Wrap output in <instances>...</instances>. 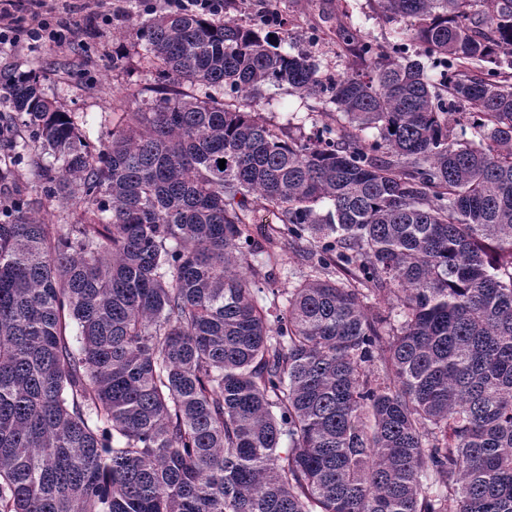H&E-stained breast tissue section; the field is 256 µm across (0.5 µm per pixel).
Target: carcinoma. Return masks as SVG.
I'll return each mask as SVG.
<instances>
[{
  "instance_id": "1",
  "label": "carcinoma",
  "mask_w": 512,
  "mask_h": 512,
  "mask_svg": "<svg viewBox=\"0 0 512 512\" xmlns=\"http://www.w3.org/2000/svg\"><path fill=\"white\" fill-rule=\"evenodd\" d=\"M375 2L413 49L344 31L368 71L333 79L144 4L164 84L98 151L44 74L0 75V512H512V0ZM269 87L325 137L269 124ZM258 201L310 244L281 308ZM322 103L314 98L305 97L287 89L271 88L265 92L264 112L276 127H290L295 133L298 127L306 137L315 138L322 129L324 117ZM298 132V131H297ZM82 213L83 208L73 207L65 211L47 201H44L41 210V214L45 216L52 224L75 223L81 218ZM268 218H271V222ZM248 222L251 238L260 243H264L265 235L271 224L281 225L277 219V212L265 209L260 205H254V211L250 214Z\"/></svg>"
}]
</instances>
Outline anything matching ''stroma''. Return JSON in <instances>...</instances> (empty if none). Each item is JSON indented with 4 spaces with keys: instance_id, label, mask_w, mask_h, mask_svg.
Instances as JSON below:
<instances>
[{
    "instance_id": "obj_1",
    "label": "stroma",
    "mask_w": 512,
    "mask_h": 512,
    "mask_svg": "<svg viewBox=\"0 0 512 512\" xmlns=\"http://www.w3.org/2000/svg\"><path fill=\"white\" fill-rule=\"evenodd\" d=\"M62 16L73 19L69 45L29 47L0 46V73L37 71L46 73L44 95L56 101L72 116L94 149H101L121 115L131 108L125 100L127 89L156 85L158 74L148 62L137 38L140 6L138 0H55ZM111 24H104V14ZM282 21L272 34L283 51L305 52L319 63L323 73L341 76L350 62L338 32L352 27L381 43L409 37V25L402 20L386 21L375 10L373 0H224V14L245 24L262 25L267 14ZM125 54V66H112L113 49ZM264 110L278 127L301 129L315 137L322 128L319 100L285 89L265 93ZM308 242L282 237L275 248V261L266 255L253 258L256 265L271 273L259 298L270 304L273 291L294 288L307 273L305 253Z\"/></svg>"
}]
</instances>
